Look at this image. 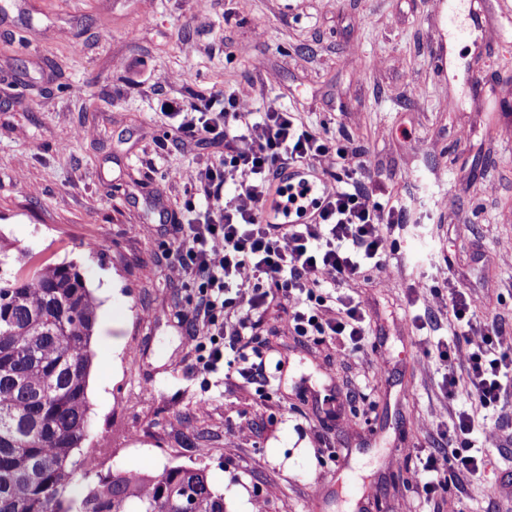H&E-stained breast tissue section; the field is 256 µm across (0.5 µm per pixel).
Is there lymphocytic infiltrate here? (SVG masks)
<instances>
[{
  "mask_svg": "<svg viewBox=\"0 0 512 512\" xmlns=\"http://www.w3.org/2000/svg\"><path fill=\"white\" fill-rule=\"evenodd\" d=\"M181 115L180 132L224 145V162L188 171L205 204L201 218L181 226L174 278L194 276L199 294L193 317L211 339L205 369L234 365L253 341L254 331L271 308H280L296 336L314 343L341 339L356 353L367 342L366 311L351 296L327 303L322 288L348 284L365 273L386 271L392 235L404 219V205L376 199V183L366 178L368 161H358L347 181L317 197L308 183L290 182L289 167H335L354 158L356 149L333 145L304 130L297 115L278 99L255 108L244 89H225L223 101L205 98L173 105ZM453 331L437 345V363L449 389L458 380L455 356L466 352V375L483 408L500 411L512 401V332L478 318L470 297L454 292L449 308ZM461 445L448 463L428 455L421 486L427 497L480 479L484 453L474 452L473 419L459 412L452 426Z\"/></svg>",
  "mask_w": 512,
  "mask_h": 512,
  "instance_id": "obj_1",
  "label": "lymphocytic infiltrate"
}]
</instances>
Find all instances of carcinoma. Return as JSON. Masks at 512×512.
I'll list each match as a JSON object with an SVG mask.
<instances>
[{
  "mask_svg": "<svg viewBox=\"0 0 512 512\" xmlns=\"http://www.w3.org/2000/svg\"><path fill=\"white\" fill-rule=\"evenodd\" d=\"M99 306L70 263L0 259V512H226L202 467L80 484Z\"/></svg>",
  "mask_w": 512,
  "mask_h": 512,
  "instance_id": "cac0c4a2",
  "label": "carcinoma"
}]
</instances>
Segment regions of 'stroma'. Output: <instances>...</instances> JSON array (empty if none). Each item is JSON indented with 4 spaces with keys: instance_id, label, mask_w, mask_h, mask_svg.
<instances>
[{
    "instance_id": "stroma-1",
    "label": "stroma",
    "mask_w": 512,
    "mask_h": 512,
    "mask_svg": "<svg viewBox=\"0 0 512 512\" xmlns=\"http://www.w3.org/2000/svg\"><path fill=\"white\" fill-rule=\"evenodd\" d=\"M228 86L366 153L409 207L387 272L350 288L369 345L305 343L268 313L265 401L239 369L204 371L196 286L168 276L202 199L180 174L224 157L168 107ZM0 237L73 263L100 302L94 433L74 454H99V475L203 467L227 512H358L363 490L369 512H435L421 460L476 399L446 398V333L412 319L447 320L455 281L512 327V0H0ZM475 440L486 472L449 508L512 512V415Z\"/></svg>"
}]
</instances>
